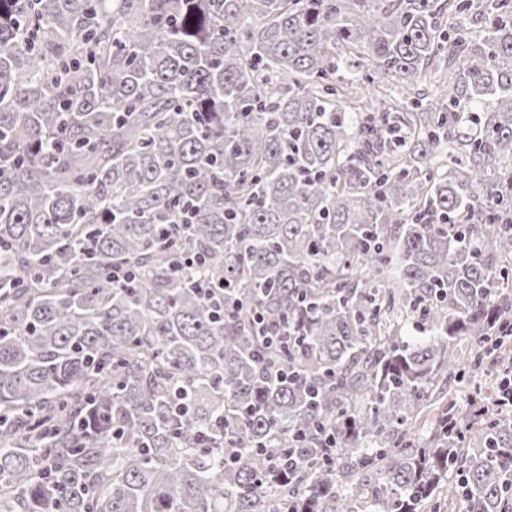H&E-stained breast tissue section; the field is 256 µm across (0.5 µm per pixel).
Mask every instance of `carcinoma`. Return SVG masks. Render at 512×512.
I'll use <instances>...</instances> for the list:
<instances>
[{
	"label": "carcinoma",
	"mask_w": 512,
	"mask_h": 512,
	"mask_svg": "<svg viewBox=\"0 0 512 512\" xmlns=\"http://www.w3.org/2000/svg\"><path fill=\"white\" fill-rule=\"evenodd\" d=\"M472 10L0 0V512H423L450 470L504 512L512 418L443 405L512 356V0Z\"/></svg>",
	"instance_id": "1"
}]
</instances>
